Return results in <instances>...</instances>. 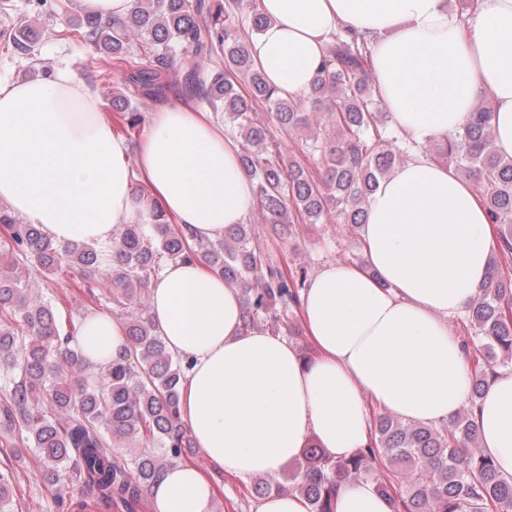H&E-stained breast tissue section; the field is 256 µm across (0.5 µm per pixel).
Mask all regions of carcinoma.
Masks as SVG:
<instances>
[{"label":"carcinoma","instance_id":"obj_1","mask_svg":"<svg viewBox=\"0 0 512 512\" xmlns=\"http://www.w3.org/2000/svg\"><path fill=\"white\" fill-rule=\"evenodd\" d=\"M242 9V0H135L123 19L83 14L68 20L64 37L90 42L103 60L127 67L126 83L144 95L173 88L223 113L240 139V164L265 223L320 224L334 212L338 223L361 228L379 180L418 148L399 146L387 132L372 90L369 43L333 34L308 96L289 100L252 59L253 36L268 23L260 0H252L244 17ZM5 45L37 61L30 33L10 35ZM258 104L270 110L280 133H313L306 149L319 153L317 171L286 158L279 132L254 121ZM112 111L128 136L139 132L144 117L129 96L112 92ZM433 157L483 188L489 222L500 227L499 251L512 255V158L495 148L490 107L478 106ZM133 199L149 222L123 225L106 254L92 244L55 243L39 225L0 209V371L12 381L0 404V428L18 433L11 447L32 449L48 480L65 474L97 493L102 505L120 503L126 512H135L160 474L192 448L178 409L185 366L148 314L147 292L162 265L194 257L227 287L240 288L243 334L297 303L306 281V272L290 278L267 260L246 224L234 225L220 241L191 243L151 194L137 187ZM22 261L45 276L66 265L104 278L115 308L131 312L123 323L127 358L99 368L69 347L73 336L61 333L53 308L33 301L28 280L16 274ZM469 322L465 344L487 359V368L474 370L469 405L441 430L383 417L374 443L344 461L304 449L293 490L307 497L312 512H332L337 487L358 479L371 481L394 512H509L512 483L481 452L473 419L495 367L512 363V276L496 257L469 305ZM134 442L138 452H118ZM379 460L395 480L375 477ZM12 485V474L0 472V512H14Z\"/></svg>","mask_w":512,"mask_h":512}]
</instances>
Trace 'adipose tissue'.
<instances>
[{"label":"adipose tissue","instance_id":"obj_1","mask_svg":"<svg viewBox=\"0 0 512 512\" xmlns=\"http://www.w3.org/2000/svg\"><path fill=\"white\" fill-rule=\"evenodd\" d=\"M269 22L252 43L257 68L281 96L304 99L332 32L371 46V73L394 125L441 143L484 95L495 147L512 158V0H262ZM239 144L208 113L162 102L130 152L92 87L54 79L0 80V203L60 244L110 243L140 222V181L191 238L217 241L255 205ZM365 266L331 263L301 294L312 354L283 336L242 333L237 289L196 261L167 263L149 316L187 369L180 418L206 465L177 463L154 483L153 512H214L216 470L278 477L309 447L341 460L366 446L369 405L411 422L448 421L474 371L448 320L485 283L496 247L475 184L418 155L381 179L362 231ZM83 356L104 367L126 357L107 314L79 325ZM481 446L512 481V370L498 371L476 413ZM334 512H391L371 482L344 484Z\"/></svg>","mask_w":512,"mask_h":512}]
</instances>
